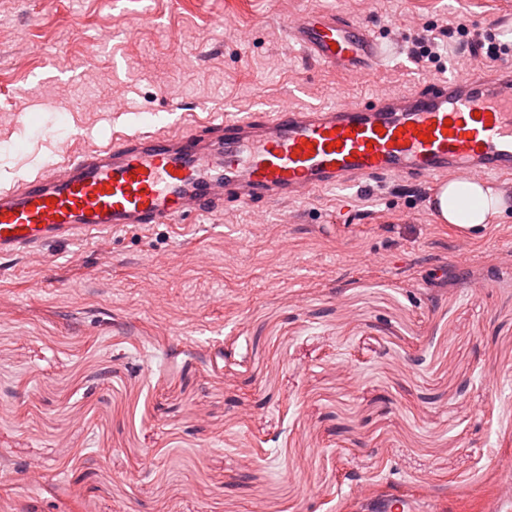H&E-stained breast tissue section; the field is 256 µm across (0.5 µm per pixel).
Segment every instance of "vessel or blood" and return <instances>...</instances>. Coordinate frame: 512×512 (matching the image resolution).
Instances as JSON below:
<instances>
[{"label": "vessel or blood", "instance_id": "obj_1", "mask_svg": "<svg viewBox=\"0 0 512 512\" xmlns=\"http://www.w3.org/2000/svg\"><path fill=\"white\" fill-rule=\"evenodd\" d=\"M288 43L319 67L367 77L385 57L342 13L290 18ZM512 181V64L474 68L370 102L215 116L170 134L133 130L67 154L0 189V255H34L131 225L173 224L232 206L254 212L311 192L386 180L422 189L431 213L448 182Z\"/></svg>", "mask_w": 512, "mask_h": 512}]
</instances>
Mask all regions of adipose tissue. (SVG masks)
Wrapping results in <instances>:
<instances>
[{
	"instance_id": "1",
	"label": "adipose tissue",
	"mask_w": 512,
	"mask_h": 512,
	"mask_svg": "<svg viewBox=\"0 0 512 512\" xmlns=\"http://www.w3.org/2000/svg\"><path fill=\"white\" fill-rule=\"evenodd\" d=\"M501 209V198L489 187L473 184L462 191L451 182L442 192L441 219L448 224L480 227L492 223Z\"/></svg>"
}]
</instances>
